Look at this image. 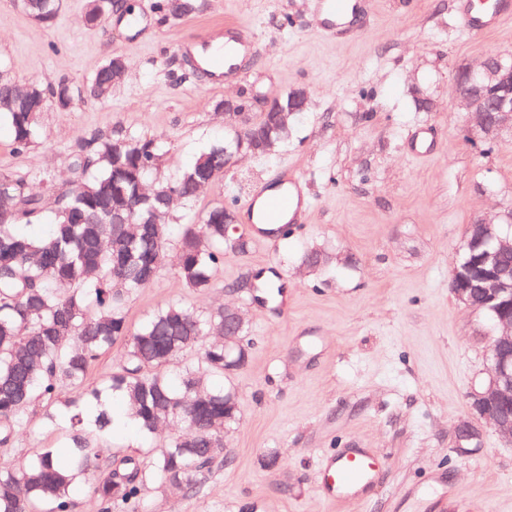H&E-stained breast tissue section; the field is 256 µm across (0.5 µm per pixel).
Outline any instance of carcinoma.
Listing matches in <instances>:
<instances>
[{
    "instance_id": "carcinoma-1",
    "label": "carcinoma",
    "mask_w": 512,
    "mask_h": 512,
    "mask_svg": "<svg viewBox=\"0 0 512 512\" xmlns=\"http://www.w3.org/2000/svg\"><path fill=\"white\" fill-rule=\"evenodd\" d=\"M114 6V0H89L87 22L99 24ZM21 7L47 23L56 19L59 3L21 0ZM199 8V0L159 5L169 22L190 18ZM121 63L123 56H108L84 86L62 79L30 86L22 99L0 95V118L10 122L15 149L23 151L39 139V115L47 105L65 111L83 96L110 101L113 86L98 82ZM162 153L157 140L121 131L79 140L70 156L79 178L61 191L49 213L40 197L27 192L25 178L0 177V447L13 446L34 405L52 420L63 391L72 393L64 433L68 452L38 448L24 464L1 465L0 512H70L71 485L100 469L105 474L90 483V491L106 512H138L150 481L190 493L198 475L224 450V429L235 423L240 408L235 393L214 381L226 377L224 360L248 358L243 343L224 350V309L171 302L135 330L127 322L130 295L158 276V257L169 246L178 254L177 276L200 294L213 287L227 248L224 206L199 212L197 196L188 189L206 171L213 182L224 175V168L212 166L224 156V145L210 146L175 178L156 182L157 189L181 197L182 224L174 244L170 225H161L158 238L147 228L158 199L137 194V184L157 170ZM127 203L134 206V221L145 225L135 240L124 237L117 214ZM45 219L47 233L21 231ZM118 343L123 353L116 371L103 388H88L91 366ZM183 357L176 374L165 370ZM108 392L131 411L145 437L165 421L193 424L196 433L174 435L164 446L147 449V468L132 457L120 458L109 442Z\"/></svg>"
}]
</instances>
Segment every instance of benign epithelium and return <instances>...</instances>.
I'll return each mask as SVG.
<instances>
[{
  "instance_id": "7a95c632",
  "label": "benign epithelium",
  "mask_w": 512,
  "mask_h": 512,
  "mask_svg": "<svg viewBox=\"0 0 512 512\" xmlns=\"http://www.w3.org/2000/svg\"><path fill=\"white\" fill-rule=\"evenodd\" d=\"M505 55L493 53L478 66L460 65L454 72L455 103L473 115L484 139L498 142L512 136V67L503 65ZM310 91L305 86L291 89L286 101L271 98L263 111L264 121L282 125L299 112L308 110ZM224 122H236L235 148L224 150V166L243 150L256 152V146L271 152L273 143L255 138L258 123L239 105L237 99H225L219 107ZM469 254L453 268L450 289L456 302L464 308L492 313L495 335L489 339L487 362L489 380L468 394V414L454 427L457 447L492 429L505 443L512 445V232L501 223L478 219L467 229ZM224 340L237 337L244 315L235 307L224 308Z\"/></svg>"
}]
</instances>
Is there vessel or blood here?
<instances>
[{
  "label": "vessel or blood",
  "mask_w": 512,
  "mask_h": 512,
  "mask_svg": "<svg viewBox=\"0 0 512 512\" xmlns=\"http://www.w3.org/2000/svg\"><path fill=\"white\" fill-rule=\"evenodd\" d=\"M319 3L326 17L323 26L326 34L338 39L356 35L354 19L364 8V0H319ZM455 8L458 29L470 38L495 31L512 19V0H455ZM224 35L233 42V51L214 52V38L210 35L183 44L184 49L194 50L202 57L204 73L214 81L236 77L238 54L255 50L253 40L239 34L237 25H225ZM244 208L254 223L268 225L283 214L289 215L291 223H302L306 204L301 195L299 177L290 176L286 192L270 195L257 191L246 201ZM383 465L384 460L377 449H337L321 467L318 489L324 498L336 503L362 498Z\"/></svg>",
  "instance_id": "vessel-or-blood-1"
}]
</instances>
